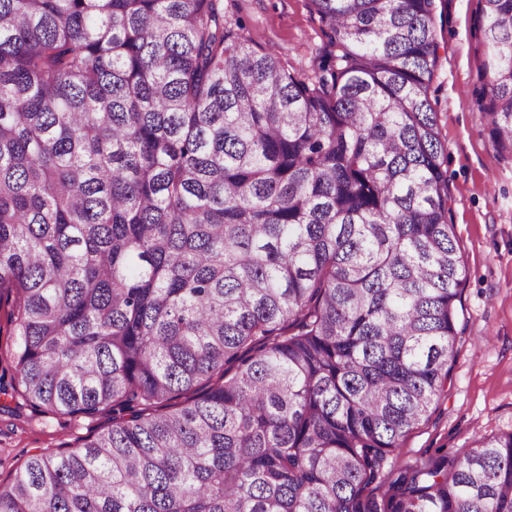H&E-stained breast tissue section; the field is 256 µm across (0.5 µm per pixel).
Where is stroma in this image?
Segmentation results:
<instances>
[{
	"mask_svg": "<svg viewBox=\"0 0 512 512\" xmlns=\"http://www.w3.org/2000/svg\"><path fill=\"white\" fill-rule=\"evenodd\" d=\"M439 63L430 89L446 148L451 220L467 270L458 304L456 359L447 390L404 440L392 471L427 463L512 431V158L493 147L475 104L483 59L479 0H435ZM228 26L312 75L323 36L311 0H224ZM41 412L16 392L0 394V483L33 454L79 446L110 425Z\"/></svg>",
	"mask_w": 512,
	"mask_h": 512,
	"instance_id": "35a3bbf8",
	"label": "stroma"
}]
</instances>
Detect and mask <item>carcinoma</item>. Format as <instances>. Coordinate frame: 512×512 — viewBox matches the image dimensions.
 I'll return each instance as SVG.
<instances>
[{"mask_svg":"<svg viewBox=\"0 0 512 512\" xmlns=\"http://www.w3.org/2000/svg\"><path fill=\"white\" fill-rule=\"evenodd\" d=\"M302 77L222 0H0L12 388L112 414L0 512H512V431L366 494L444 392L466 277L434 0H311ZM476 103L512 155V0Z\"/></svg>","mask_w":512,"mask_h":512,"instance_id":"obj_1","label":"carcinoma"}]
</instances>
